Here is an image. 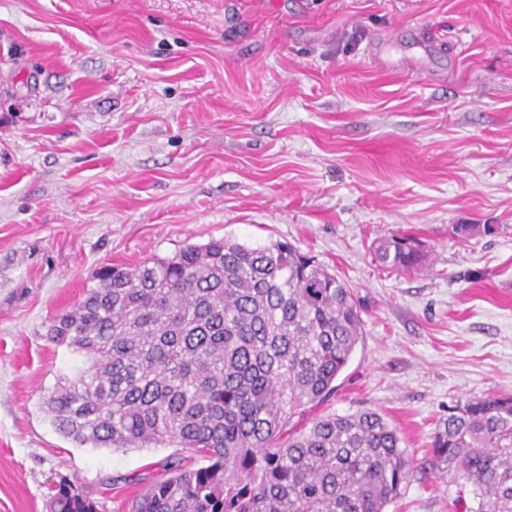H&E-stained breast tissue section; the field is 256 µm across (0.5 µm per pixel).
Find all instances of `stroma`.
I'll return each instance as SVG.
<instances>
[{"instance_id": "stroma-1", "label": "stroma", "mask_w": 512, "mask_h": 512, "mask_svg": "<svg viewBox=\"0 0 512 512\" xmlns=\"http://www.w3.org/2000/svg\"><path fill=\"white\" fill-rule=\"evenodd\" d=\"M388 36L413 68L371 64ZM391 235L427 267L379 266ZM224 237L290 242L356 294L317 411L400 431L386 512H470L429 445L449 406L512 394V0H0V512H46L63 478L128 512L165 477L172 449L56 432L76 358L47 331L99 266Z\"/></svg>"}]
</instances>
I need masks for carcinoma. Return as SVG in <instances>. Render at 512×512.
Masks as SVG:
<instances>
[{
    "instance_id": "cac0c4a2",
    "label": "carcinoma",
    "mask_w": 512,
    "mask_h": 512,
    "mask_svg": "<svg viewBox=\"0 0 512 512\" xmlns=\"http://www.w3.org/2000/svg\"><path fill=\"white\" fill-rule=\"evenodd\" d=\"M383 266L418 271L409 238L380 240ZM47 337L82 358L44 401L63 437L93 448H179L133 512H385L412 475L378 412L309 406L336 392L362 335L354 293L292 245L228 238L135 267L105 265ZM432 463L462 482L474 512H512V396L448 408ZM69 482L49 512H98Z\"/></svg>"
}]
</instances>
